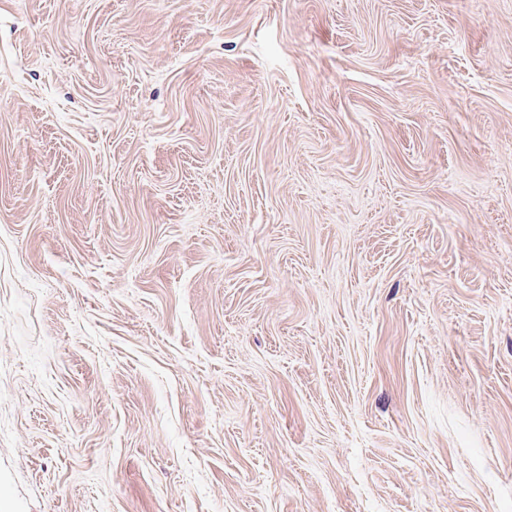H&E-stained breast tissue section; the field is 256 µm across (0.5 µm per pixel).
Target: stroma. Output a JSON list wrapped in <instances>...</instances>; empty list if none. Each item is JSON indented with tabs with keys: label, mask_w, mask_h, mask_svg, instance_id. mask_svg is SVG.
<instances>
[{
	"label": "stroma",
	"mask_w": 512,
	"mask_h": 512,
	"mask_svg": "<svg viewBox=\"0 0 512 512\" xmlns=\"http://www.w3.org/2000/svg\"><path fill=\"white\" fill-rule=\"evenodd\" d=\"M0 512H512V0H0Z\"/></svg>",
	"instance_id": "35a3bbf8"
}]
</instances>
